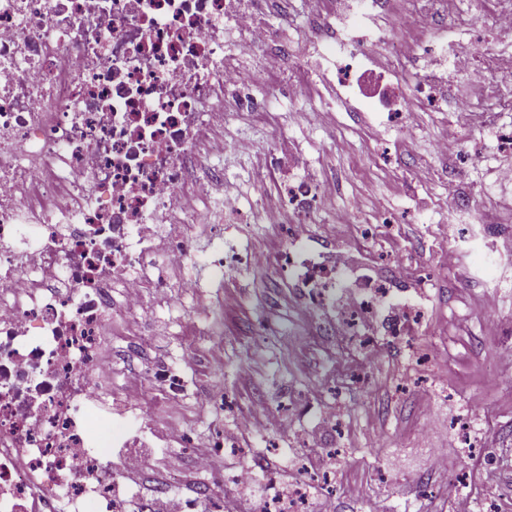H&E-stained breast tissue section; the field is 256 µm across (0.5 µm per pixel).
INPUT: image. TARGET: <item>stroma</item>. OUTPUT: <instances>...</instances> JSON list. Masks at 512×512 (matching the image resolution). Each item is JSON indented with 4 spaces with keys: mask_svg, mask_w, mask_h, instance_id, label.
I'll return each mask as SVG.
<instances>
[{
    "mask_svg": "<svg viewBox=\"0 0 512 512\" xmlns=\"http://www.w3.org/2000/svg\"><path fill=\"white\" fill-rule=\"evenodd\" d=\"M499 7V0H470L468 9L477 19L471 33H459L454 13L441 10L431 29L412 36L401 70L385 78V85L412 88L429 66L444 81L441 111H421L409 126L392 113L368 111L357 89L340 93L336 73L343 58L329 45L352 29L350 18L316 15L307 0H288L283 13H262L315 82L304 95L275 96L271 120L241 116L225 125L224 174L236 186L239 214L224 218L216 189L197 200L198 211L223 220L225 255L275 251L283 241L266 218L280 209L282 185L314 175L332 193L300 250L325 261L349 254L354 273L363 277L374 255L386 257L388 268L410 284L405 303L419 307L424 318L409 342L382 343L377 361L359 367L350 354L330 353L307 339L318 320L339 317L341 306L331 305L312 319L295 289L284 287L272 269L250 263L237 265L221 282L203 264L186 268L185 276L200 286L195 294L153 306L151 353L185 381L179 403L194 440L237 433L239 416L259 398L282 421L277 430L253 431L246 454L224 452L220 471L196 474V484H208L213 495H223L227 479L252 461L261 462L254 481L265 486L271 476L287 474L296 456L335 448L336 512H372L380 500L392 512H448L441 490L451 480L461 482L473 512H512V371L489 368L512 350V338L489 328L512 321V188L501 191L494 185L499 169L512 165V152L497 147L512 112H481L466 127L453 112L467 84L453 71L452 57L471 53L480 63L484 57L475 54V45L498 47L504 36L492 20ZM324 103L335 110L329 125L316 119ZM447 135L459 142L458 157L437 155L435 143ZM281 151L291 160L287 170L261 188L247 179L245 172L258 156ZM452 176L464 193L475 194L473 207L442 206ZM357 202L361 214L349 224H336L337 214ZM487 222L501 228L496 306L490 315L483 309L481 282L463 270L443 273L448 244L436 231L438 225L456 224L469 239ZM188 347L196 351L189 366L182 361ZM245 369L251 374L247 382L241 378ZM215 382L222 387V402L198 408L196 393ZM331 408L337 419L333 427L323 422ZM430 414L439 427L426 433L421 425ZM463 414L475 429H496L499 444L462 447L452 424ZM315 427L321 440L309 437ZM452 453L457 460L447 471L429 472L433 455ZM491 459L498 462V477L489 485L483 475Z\"/></svg>",
    "mask_w": 512,
    "mask_h": 512,
    "instance_id": "obj_1",
    "label": "stroma"
}]
</instances>
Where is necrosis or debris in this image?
Listing matches in <instances>:
<instances>
[{
	"label": "necrosis or debris",
	"instance_id": "obj_1",
	"mask_svg": "<svg viewBox=\"0 0 512 512\" xmlns=\"http://www.w3.org/2000/svg\"><path fill=\"white\" fill-rule=\"evenodd\" d=\"M235 0H0V512H126L123 466L111 451L148 422L160 373L146 361L137 391L125 397L127 420L100 415L113 367L106 336L134 333L152 294L169 290L159 263L185 270L200 258L195 198L224 182L219 132L238 112L264 114L267 96L249 93L254 75L224 54L233 23L243 50L264 53L268 70L292 65L272 28L233 8ZM392 29L425 28L437 6L455 0H403ZM507 47L483 67L454 59L475 87L459 106L461 123L491 106ZM203 164L205 182L187 163ZM316 178L288 184L285 205L297 218L290 238L309 231L324 200ZM284 286L299 289L304 312L333 296L339 268L284 247L270 256ZM216 278L232 272L221 247L201 258ZM121 284V305L112 302ZM402 284L371 279L341 323L321 334L361 355L372 329L405 335L421 318L412 307L387 308ZM326 453L301 457L302 480L275 492L266 512H315L311 484L335 503Z\"/></svg>",
	"mask_w": 512,
	"mask_h": 512
}]
</instances>
